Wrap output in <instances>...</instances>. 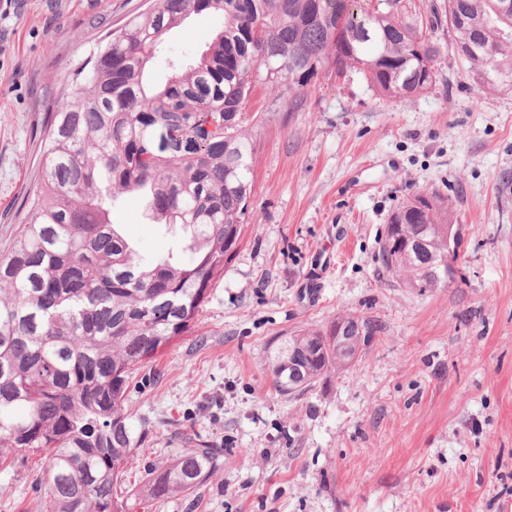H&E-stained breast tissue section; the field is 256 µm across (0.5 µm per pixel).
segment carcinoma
<instances>
[{
	"instance_id": "1",
	"label": "carcinoma",
	"mask_w": 512,
	"mask_h": 512,
	"mask_svg": "<svg viewBox=\"0 0 512 512\" xmlns=\"http://www.w3.org/2000/svg\"><path fill=\"white\" fill-rule=\"evenodd\" d=\"M506 1L153 0L106 34L76 88L46 108L39 176L0 251V464L42 456L41 512H139L194 493L219 468L224 450L198 438L138 491H117L144 438L124 411L130 379L191 330L239 243L253 190L244 107L256 86L299 93L330 65L410 99L436 85L450 42L483 83L512 79ZM204 10L224 13V30L166 84L148 85L163 36ZM119 193L143 195L185 245L142 255L112 223ZM450 236L443 198L417 194L390 217L382 267L407 288L445 286ZM382 332L375 319L340 316L285 337L273 389L290 394L292 379L305 392Z\"/></svg>"
}]
</instances>
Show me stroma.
<instances>
[{
  "mask_svg": "<svg viewBox=\"0 0 512 512\" xmlns=\"http://www.w3.org/2000/svg\"><path fill=\"white\" fill-rule=\"evenodd\" d=\"M146 3L0 0V249L34 183L43 103ZM223 27L191 15L165 35L153 79ZM441 70L404 101L326 68L299 99L264 86L247 103L263 119L240 242L194 327L129 391L130 423L148 437L120 489L191 435L223 448V463L150 512H512V85L483 84L452 52ZM431 191L449 200L461 259L455 282L421 291L383 271L378 250L390 214ZM112 221L142 254L178 245L136 196L116 198ZM342 315L384 331L349 369L275 394L278 338ZM39 468L0 466V512H40Z\"/></svg>",
  "mask_w": 512,
  "mask_h": 512,
  "instance_id": "obj_1",
  "label": "stroma"
}]
</instances>
